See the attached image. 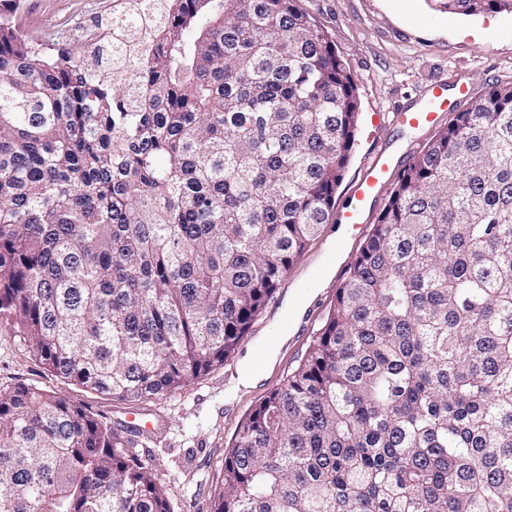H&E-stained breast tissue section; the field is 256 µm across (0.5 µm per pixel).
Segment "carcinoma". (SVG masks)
<instances>
[{
    "label": "carcinoma",
    "instance_id": "cac0c4a2",
    "mask_svg": "<svg viewBox=\"0 0 512 512\" xmlns=\"http://www.w3.org/2000/svg\"><path fill=\"white\" fill-rule=\"evenodd\" d=\"M120 2L75 51L0 0V327L140 401L235 354L334 210L359 99L295 0ZM133 448L64 397L0 390V512H171ZM210 512H512V82L399 176Z\"/></svg>",
    "mask_w": 512,
    "mask_h": 512
}]
</instances>
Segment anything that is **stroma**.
<instances>
[{"instance_id":"1","label":"stroma","mask_w":512,"mask_h":512,"mask_svg":"<svg viewBox=\"0 0 512 512\" xmlns=\"http://www.w3.org/2000/svg\"><path fill=\"white\" fill-rule=\"evenodd\" d=\"M298 8L331 36L337 55L355 79L360 121L350 162L336 189L344 204L353 181L374 152L391 147L417 153L435 128L399 129L394 112L416 104L435 80L467 83L471 98L489 85L512 81V13L477 16L436 11L433 0H296ZM113 0H23L19 22L54 43L83 49L87 28L111 21ZM383 186L364 224L345 234L336 223L321 226L281 281L274 299L253 322L237 354L224 366L191 379L173 394L145 401H117L85 391L47 371L22 337L0 330V388L23 383L88 408L118 433L130 415L146 414L151 431L134 434L135 451L169 490L172 512H207L223 479L225 448L250 411L278 387L305 356L388 201ZM311 305L303 334L280 331L287 300ZM275 352L273 364L251 387L240 385L246 361Z\"/></svg>"}]
</instances>
